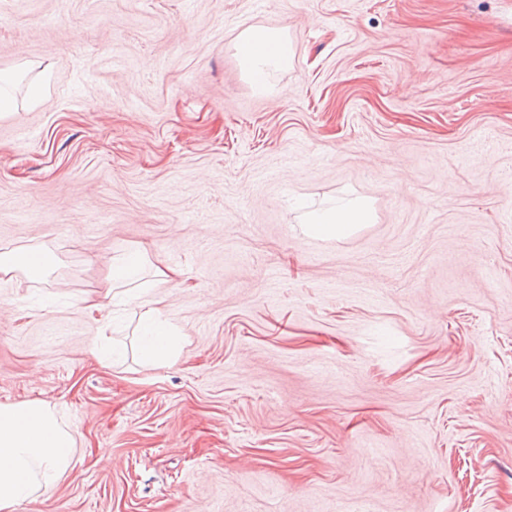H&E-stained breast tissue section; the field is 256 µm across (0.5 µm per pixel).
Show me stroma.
<instances>
[{
    "label": "stroma",
    "mask_w": 512,
    "mask_h": 512,
    "mask_svg": "<svg viewBox=\"0 0 512 512\" xmlns=\"http://www.w3.org/2000/svg\"><path fill=\"white\" fill-rule=\"evenodd\" d=\"M0 72V255L49 264L0 273V403L76 438L19 512H512V0H0ZM141 246L166 367L89 307ZM239 62L259 92L266 89L270 69L288 64L291 49L280 32L271 29H250L241 33L235 45ZM373 219L371 204L366 200L356 199L340 206L309 213L302 232L312 238L336 240L350 236L362 224H369ZM0 270L5 273L20 271L30 279H42L47 275L48 263L43 252L22 250L1 255ZM182 335L159 310H143L138 323V353L141 363L148 367L173 364L181 350Z\"/></svg>",
    "instance_id": "1"
}]
</instances>
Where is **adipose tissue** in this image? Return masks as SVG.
Masks as SVG:
<instances>
[{
	"instance_id": "1",
	"label": "adipose tissue",
	"mask_w": 512,
	"mask_h": 512,
	"mask_svg": "<svg viewBox=\"0 0 512 512\" xmlns=\"http://www.w3.org/2000/svg\"><path fill=\"white\" fill-rule=\"evenodd\" d=\"M239 62L256 90L266 88L269 70L287 65L291 49L280 32L250 29L235 45ZM373 219L368 201L357 199L309 213L301 229L309 237L336 240ZM182 336L158 309L143 310L138 323V353L148 367L173 364ZM76 440L49 405L41 401L0 403V512H17L33 496L50 494L69 471Z\"/></svg>"
}]
</instances>
